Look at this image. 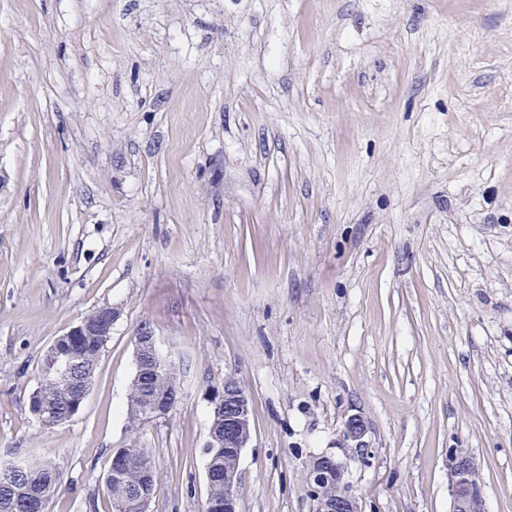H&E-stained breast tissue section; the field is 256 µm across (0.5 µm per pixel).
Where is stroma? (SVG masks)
Listing matches in <instances>:
<instances>
[{"label":"stroma","mask_w":512,"mask_h":512,"mask_svg":"<svg viewBox=\"0 0 512 512\" xmlns=\"http://www.w3.org/2000/svg\"><path fill=\"white\" fill-rule=\"evenodd\" d=\"M117 310L80 411H29L55 339ZM181 371L130 429L134 333ZM251 399L240 512H317L360 414L362 512H451L450 449L512 512V0H0V461L49 512H202L211 397ZM367 434V425L363 417L359 414L349 415L344 422L343 435L347 444L344 448H351L353 453L359 456L369 455L370 447L364 438ZM123 463L110 469L105 479L112 512H134V496H154L157 473L153 458L142 448H120ZM22 478H14L6 472L0 462V512H31L32 501L45 506H36V512H47L48 505L62 486L61 474L49 461H26Z\"/></svg>","instance_id":"35a3bbf8"}]
</instances>
